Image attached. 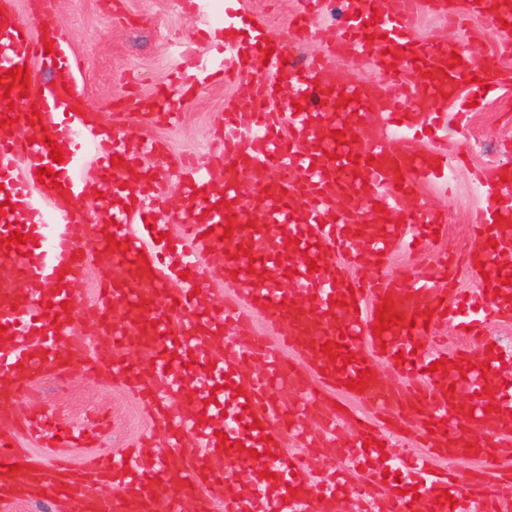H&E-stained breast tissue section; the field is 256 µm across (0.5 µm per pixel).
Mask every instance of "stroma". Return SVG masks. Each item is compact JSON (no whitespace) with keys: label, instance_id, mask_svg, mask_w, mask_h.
<instances>
[{"label":"stroma","instance_id":"stroma-1","mask_svg":"<svg viewBox=\"0 0 512 512\" xmlns=\"http://www.w3.org/2000/svg\"><path fill=\"white\" fill-rule=\"evenodd\" d=\"M249 18L289 42L296 61L322 52L321 41L295 40L290 23L297 0H242ZM459 27L445 17L416 11L413 19L420 37L454 49L475 42L482 56L512 63L505 54L501 34L487 18L471 14L465 0L458 4ZM55 22L70 43L80 88L90 111L100 113L131 148L159 140L167 156L206 159L209 142L224 116V103L247 100L248 84L210 83L181 106V120L173 127L153 122L127 104L129 95L142 98L165 90L172 97L181 91L172 83L176 71L189 65L191 56H204L198 39V21L183 0H56ZM449 153L464 150L466 165L456 167L449 187L425 186L401 201L400 219L412 221L419 205H436L446 214L441 244L463 252L473 247L474 212L484 198L471 180L472 169L499 165L512 167V87H501L479 100L467 126L448 125ZM30 409L64 419L89 438L76 457L99 449L119 450L138 443L151 426L139 399L125 382L104 374L89 376L73 367L65 384L47 379L35 387Z\"/></svg>","mask_w":512,"mask_h":512}]
</instances>
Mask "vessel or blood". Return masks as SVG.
<instances>
[{"mask_svg":"<svg viewBox=\"0 0 512 512\" xmlns=\"http://www.w3.org/2000/svg\"><path fill=\"white\" fill-rule=\"evenodd\" d=\"M469 0L470 12L505 21L512 39V0ZM36 17L19 11L15 0H0V76L16 67L29 69V101L36 110H9L0 98V423L15 435H0V512L28 497L49 503L54 512L76 505L79 512H178L180 504L206 491L221 499L224 512H349L352 499L370 489L385 492L389 512H502L512 502V478H503L507 448L488 449L476 431L512 418V395L497 384L512 376V354L444 349L424 353L434 325L449 322L466 339L481 340L490 316L512 313V182L503 170H478L474 182L486 204L474 221L476 243L465 258L478 282L469 292L456 287L454 262L440 250L436 268L407 266L392 272L388 260L399 248H412L419 236L433 238L442 216L422 208L414 224L375 220L383 207L395 211L421 185L448 179V152L434 143L426 152L411 150L419 132L437 124L438 112L415 117L423 101L448 98L458 104L460 90L475 97L512 82V70L495 58L473 66L470 47L458 48L450 65L447 45L420 40L411 23L417 4L434 15L456 19L453 0H341L342 24L323 52L304 67L291 63L287 43L248 19L241 0H224L220 24L203 20L220 40L208 56L180 77L192 93L216 78L249 80L247 111L235 101L224 105V122L201 163L187 157L167 175L179 180L187 196L178 241L163 239V203L156 178L146 176L111 126L90 124L68 43L54 22L55 0H38ZM292 21L297 39L319 38L313 23L324 0H299ZM38 34H31L32 21ZM247 36L234 39V32ZM372 59L392 82L375 125L367 106L373 94L352 71L331 80L328 65ZM288 88L293 105L280 111L276 100ZM155 122L175 125L177 109L165 93L151 101L132 100ZM342 131L333 139V131ZM360 148H353L352 139ZM59 145L63 162L51 157ZM121 163H113V156ZM99 178L89 184L86 166ZM54 171L39 180L38 169ZM97 197L100 219L86 223L61 199ZM503 224H496V216ZM27 235L9 245L12 233ZM124 279L105 278L95 305L74 316L77 293L90 255ZM224 255L233 303H213L207 261ZM371 258L379 279L350 277L346 265ZM318 271H310L309 260ZM24 289H17V282ZM398 315L390 330L375 329L379 304ZM261 315L278 336L252 334ZM342 345L332 359L324 345ZM146 353L147 364L126 360L130 346ZM295 351L316 375L320 388L306 385L282 352ZM351 362H344V355ZM264 361L258 380L243 376V366ZM394 364L410 380L399 396L372 373L374 360ZM123 375L142 404L151 408L157 430L172 441L193 435L202 455L181 462L171 475L170 460L154 449L152 438L140 447L95 451L75 459L86 437L56 418L21 412L45 377L63 379L69 368ZM438 371H431V364ZM396 419L418 427L425 453L384 455L387 434L350 410L332 409L329 432L318 458L288 451L287 435L305 438L309 417L325 405L324 389L347 390ZM299 393L291 408L280 405L282 387ZM357 433L345 446L339 431ZM36 448L25 447L23 437ZM476 459L479 472L457 478L454 463ZM247 467L252 488L224 495L232 465ZM116 483L112 498L99 489ZM450 500H443V493Z\"/></svg>","mask_w":512,"mask_h":512,"instance_id":"b4317fda","label":"vessel or blood"}]
</instances>
